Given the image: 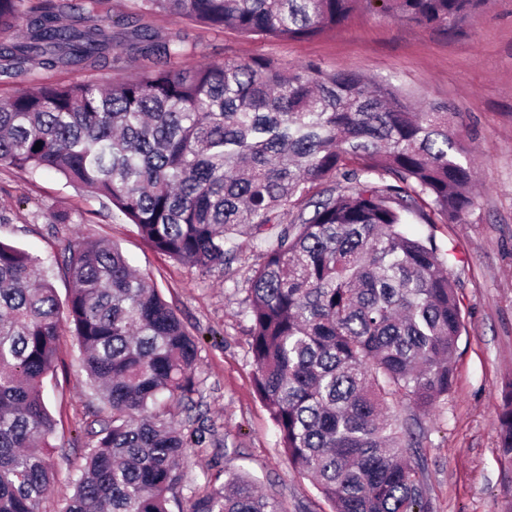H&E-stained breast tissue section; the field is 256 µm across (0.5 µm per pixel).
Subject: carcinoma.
Returning <instances> with one entry per match:
<instances>
[{"label": "carcinoma", "instance_id": "1", "mask_svg": "<svg viewBox=\"0 0 512 512\" xmlns=\"http://www.w3.org/2000/svg\"><path fill=\"white\" fill-rule=\"evenodd\" d=\"M482 0H383L393 19L449 32ZM371 0H136L248 38L320 36ZM104 0H0V79L32 66L93 70L116 36ZM121 43L146 60L105 87L43 83L0 99V166L59 174L139 229L156 251L205 270L259 251L247 279L255 389L295 470L334 512H431L411 419L454 382L465 317L448 253L407 217L461 224L474 169L457 113L422 110L395 85L316 63L183 66L189 37L135 19ZM41 144L36 151L34 146ZM60 305L49 267L0 241V512H39L56 478L43 395L68 328L110 410L64 512H285L244 472L182 500L187 449L214 437L167 417L197 392L198 346L149 275L106 240L68 247ZM512 457V394L497 415Z\"/></svg>", "mask_w": 512, "mask_h": 512}]
</instances>
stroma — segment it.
I'll return each instance as SVG.
<instances>
[{"mask_svg": "<svg viewBox=\"0 0 512 512\" xmlns=\"http://www.w3.org/2000/svg\"><path fill=\"white\" fill-rule=\"evenodd\" d=\"M142 21L162 32H188V67L243 62L258 54L291 69L315 62L390 81L422 107L459 113L458 135L476 170V203L465 223L441 225L437 236L460 282L465 328L445 403L421 415L403 406L399 414L417 419L416 459L432 512H512V458L502 454L497 436V413L512 392V0H486L453 33L394 21L377 8L320 37L288 41L250 39L164 14ZM143 66L126 55L96 70L36 67L24 81H1L0 98L46 82L125 80ZM49 210L70 212L79 221L46 223ZM0 211L11 217L0 224V241L54 264L68 243L100 237L116 242L133 267L154 277L197 338L194 406L174 404L170 412L189 429L203 416L221 444L189 449L182 497L209 492L223 483L225 472L243 470L287 512H332L312 480L293 469L255 390L245 280L259 261L257 252L243 250L226 270L181 264L147 245L118 211L48 171L31 176L0 167ZM44 397L57 422L51 443L58 479L40 512H63L75 467L94 444L88 430L107 414L71 334L60 340L56 373L45 380Z\"/></svg>", "mask_w": 512, "mask_h": 512, "instance_id": "35a3bbf8", "label": "stroma"}]
</instances>
